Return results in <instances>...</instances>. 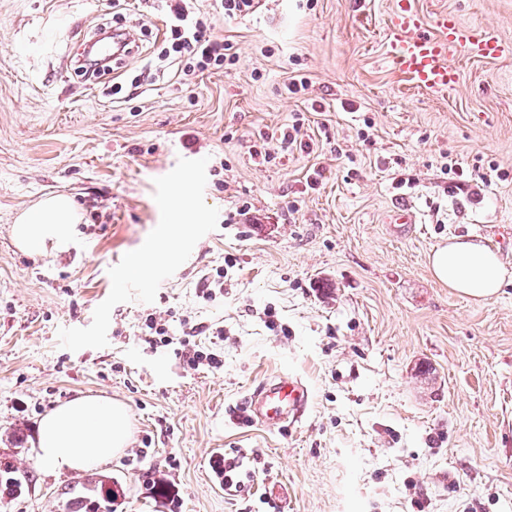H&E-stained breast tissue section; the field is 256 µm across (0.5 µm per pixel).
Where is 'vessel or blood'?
<instances>
[{"instance_id": "1", "label": "vessel or blood", "mask_w": 512, "mask_h": 512, "mask_svg": "<svg viewBox=\"0 0 512 512\" xmlns=\"http://www.w3.org/2000/svg\"><path fill=\"white\" fill-rule=\"evenodd\" d=\"M387 57L391 65L408 74L421 92L434 95L459 79L448 57L454 50L482 59H497L512 53L494 30L464 23L445 11L427 17L413 0H396V10L387 30ZM308 390L297 378H277L264 383L248 399L251 422L271 429H284L304 413Z\"/></svg>"}]
</instances>
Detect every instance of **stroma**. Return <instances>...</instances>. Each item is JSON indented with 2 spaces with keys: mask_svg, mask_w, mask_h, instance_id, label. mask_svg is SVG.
I'll list each match as a JSON object with an SVG mask.
<instances>
[{
  "mask_svg": "<svg viewBox=\"0 0 512 512\" xmlns=\"http://www.w3.org/2000/svg\"><path fill=\"white\" fill-rule=\"evenodd\" d=\"M414 3L512 41V0ZM193 4L236 61L180 83L159 0H0V459L28 474L0 512H76V472L33 443L79 395L129 417L99 468L114 512H512V283L474 301L428 260L469 236L512 265V55L455 53L458 84L426 95L387 63L394 0ZM102 24L139 51L90 87L66 62ZM181 176L184 255L127 275ZM55 194L79 214L67 247L22 252L16 216ZM402 201L414 231L387 222ZM150 316L172 344L150 343ZM275 375L309 404L271 431L243 403ZM217 448L245 459L239 495Z\"/></svg>",
  "mask_w": 512,
  "mask_h": 512,
  "instance_id": "obj_1",
  "label": "stroma"
}]
</instances>
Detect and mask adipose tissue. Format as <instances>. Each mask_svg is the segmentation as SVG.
Segmentation results:
<instances>
[{
	"instance_id": "ef3b65f1",
	"label": "adipose tissue",
	"mask_w": 512,
	"mask_h": 512,
	"mask_svg": "<svg viewBox=\"0 0 512 512\" xmlns=\"http://www.w3.org/2000/svg\"><path fill=\"white\" fill-rule=\"evenodd\" d=\"M185 188L176 184L170 208L179 219L174 234L155 252L138 257L134 271L148 276L156 263L173 260L188 238L194 216L183 202ZM78 214L68 196L41 199L23 211L12 226L16 246L28 253H46L49 245L63 243ZM434 276L462 296L487 300L512 282V265L484 244L458 237L436 248L429 256ZM130 433L123 405L100 397L72 399L48 413L41 421L33 451L54 471H88L126 448Z\"/></svg>"
}]
</instances>
